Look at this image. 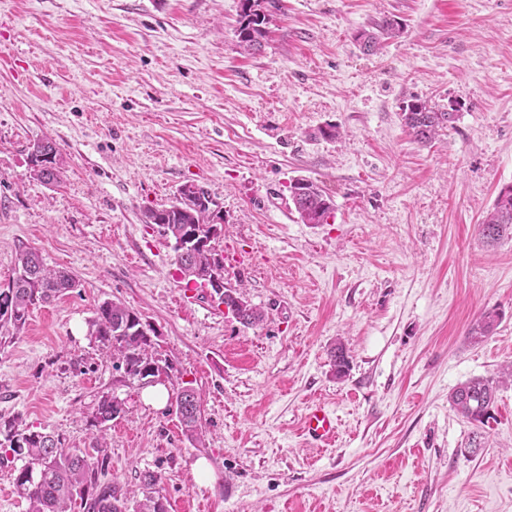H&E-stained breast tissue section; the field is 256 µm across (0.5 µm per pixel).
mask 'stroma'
<instances>
[{
	"instance_id": "35a3bbf8",
	"label": "stroma",
	"mask_w": 512,
	"mask_h": 512,
	"mask_svg": "<svg viewBox=\"0 0 512 512\" xmlns=\"http://www.w3.org/2000/svg\"><path fill=\"white\" fill-rule=\"evenodd\" d=\"M241 4L0 0V285L27 248L78 282L0 339V422L101 446L131 494L160 472L168 512H512V383L482 427L448 401L512 362V236L478 233L512 185V0H279L255 53ZM386 19L401 35L365 53ZM417 99L457 112L427 147L401 119ZM44 138L54 185L29 162ZM296 178L332 198L327 223L301 222ZM187 183L223 210L224 283L260 325L215 310L145 223ZM106 300L153 329L163 406L89 336ZM187 386L198 443L176 414ZM107 395L127 414L100 433ZM312 402L336 415L323 447L300 430ZM58 148L51 140H39L33 143L30 152V163L33 174L44 182L57 181L60 170L57 163ZM52 154L53 159H40L39 156ZM200 396L193 389H185L176 396V412L182 430L191 439L200 440L202 435L200 423Z\"/></svg>"
}]
</instances>
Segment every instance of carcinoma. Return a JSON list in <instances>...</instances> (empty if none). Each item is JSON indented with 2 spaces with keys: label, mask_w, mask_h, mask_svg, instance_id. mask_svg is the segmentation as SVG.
Here are the masks:
<instances>
[{
  "label": "carcinoma",
  "mask_w": 512,
  "mask_h": 512,
  "mask_svg": "<svg viewBox=\"0 0 512 512\" xmlns=\"http://www.w3.org/2000/svg\"><path fill=\"white\" fill-rule=\"evenodd\" d=\"M268 24L264 0H253V11L242 13L236 31L238 42L247 51L262 47ZM401 28L395 21L385 20L376 25V31L360 33L364 50L376 49L381 41L399 36ZM456 113L442 111L425 101H412L403 107L402 120L413 139L420 144L432 142L438 130L455 121ZM58 148L50 140L33 143L30 163L33 174L47 183L58 180ZM292 203L304 224H318L332 211L333 204L325 193L310 182L305 190L292 197ZM215 200L208 190L200 187L191 196L179 195L162 209L145 212L147 224H156L168 239L178 242L198 232L197 244L184 252H175V263L186 275L198 280L216 270L224 269V258L213 232ZM512 231V185L498 194L492 211L479 225L480 235L488 242H496ZM77 287L75 277L61 270L46 267L39 253L25 249L17 259L16 277L6 287H0V335H14L26 324L29 309L37 302L50 303ZM239 293L228 288L218 300L228 312L245 327L263 321V312L251 305L243 310L237 306ZM497 325V316L485 314L474 323L469 338L477 342L489 335ZM90 336L112 350V361L127 375L139 382L154 376L158 369L152 353V338L139 315L120 302L107 300L98 305L89 321ZM330 365L336 378L346 376L349 360L340 343L330 348ZM499 381L476 377L458 386L450 396L453 409L471 423L483 424L489 418L495 402ZM182 430L191 439L202 435L200 423V396L193 389L178 393L175 400ZM119 418L112 398L100 399L94 416L95 423L107 427ZM0 435L9 443L13 454L24 461L17 469L14 485L28 503V512H71V505L79 503L83 512H129L128 500L122 487L104 480V460L80 449L64 447L62 439L50 433L19 428L15 421L0 424ZM142 499L134 512H168L163 494L162 475L145 470L140 473Z\"/></svg>",
  "instance_id": "carcinoma-1"
}]
</instances>
